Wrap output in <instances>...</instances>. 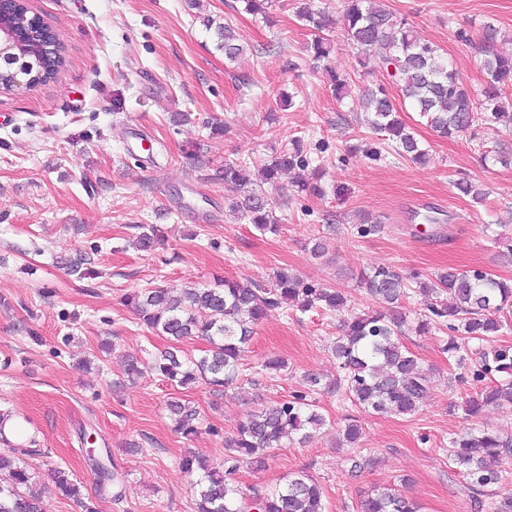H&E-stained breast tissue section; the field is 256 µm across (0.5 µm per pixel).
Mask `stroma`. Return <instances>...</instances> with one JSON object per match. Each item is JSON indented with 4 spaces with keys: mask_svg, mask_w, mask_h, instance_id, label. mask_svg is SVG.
<instances>
[{
    "mask_svg": "<svg viewBox=\"0 0 512 512\" xmlns=\"http://www.w3.org/2000/svg\"><path fill=\"white\" fill-rule=\"evenodd\" d=\"M384 2L440 49L473 94L484 85L483 27L494 26L498 49L512 51V0ZM26 4L51 23L64 63L43 85L0 91V414L11 415L8 439L31 447L25 462L49 512H81L80 501L56 491L57 468L98 512H194L195 479L179 467L185 452L222 467L225 440L249 415L303 391L305 374L337 373L330 345L339 314L279 308L256 327L236 388L171 385L153 368L167 340L141 323L125 294L159 287L176 295L217 278L248 284L285 269L343 290L360 311L372 301L356 277L373 266L425 276L481 269L512 280V263L493 243L512 237V163L482 159L491 149L512 154V128L482 124L442 138L407 107L401 117L428 146V162L367 157L376 135L360 90L389 76L378 57L357 65L341 0L313 2L334 20L330 70L363 71L341 101L313 67L296 0H268L262 16L242 0ZM207 16L240 34L246 51L236 63L216 49ZM178 112L189 121L174 122ZM296 137L320 163L323 192L298 190L281 175L265 192L282 231L260 233L230 213L236 192L215 172L228 160L269 159ZM462 175L483 185L485 201L455 193ZM368 219L381 229L364 236ZM147 224L163 233L149 253L134 246ZM319 237L327 249L317 258L310 248ZM78 253L96 277L68 273L61 260ZM446 341L437 330H405L430 375L416 413L371 414L339 394L318 397L326 423L314 437L271 449L265 469L241 466L235 484L271 492L304 471L320 484L326 512H361L362 500L388 486L421 512H472L462 478L448 468V440L468 428L512 432V404L465 418L458 406L473 388L458 382ZM126 354L140 362L132 382L121 373ZM268 358L287 366L263 369ZM174 397L197 409L196 435L174 432L166 408ZM349 415L363 432L356 448L338 442ZM91 445L121 473L119 496L100 494Z\"/></svg>",
    "mask_w": 512,
    "mask_h": 512,
    "instance_id": "obj_1",
    "label": "stroma"
}]
</instances>
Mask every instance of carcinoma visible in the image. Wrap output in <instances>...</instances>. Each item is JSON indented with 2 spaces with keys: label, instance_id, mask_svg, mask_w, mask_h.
<instances>
[{
  "label": "carcinoma",
  "instance_id": "obj_1",
  "mask_svg": "<svg viewBox=\"0 0 512 512\" xmlns=\"http://www.w3.org/2000/svg\"><path fill=\"white\" fill-rule=\"evenodd\" d=\"M27 10V5L20 4L14 12L0 16V28L17 34L10 41L12 49L0 56V89L8 88L12 75L20 69L32 77L31 86L36 87L54 78L63 64L61 58L54 64L47 62L40 44L18 38ZM297 15L311 32L309 50L315 69L328 75L336 96L348 94V78L325 64L332 51L331 40L325 36L331 24L329 15L306 3L298 7ZM342 18L348 40L359 55L377 56L392 68L389 77L399 97L441 136L464 133L483 121L512 127V109H506L504 102L505 94L512 91V55L496 47L495 29L485 30L481 64L485 85L477 100L449 69L438 47L420 38L381 0H344ZM212 27L216 48L224 52L225 60L232 62L244 54L245 47L233 27L206 20V28ZM362 107L369 127L396 155L425 163L426 150L400 119L396 98L385 86L367 90ZM307 165L303 143L295 139L291 147L261 163V182L273 185L282 171H303ZM216 176L239 192L230 204L231 211L247 218L264 234L281 231L271 210L272 202L263 189L253 187L243 176L241 163L224 162ZM453 187L477 203L487 195L466 178L453 182ZM159 239L160 230L152 225L139 235L136 246L150 252ZM87 264V257L81 254L65 262L69 273L80 279L92 273ZM358 284L381 309L354 312L342 320L341 335L331 347L338 368L336 378L324 383L320 376L309 374L305 377L307 391L250 415L239 425L235 438L225 443L224 470L191 452L181 458V470L197 476L195 512H325L320 485L303 471L275 493L257 491L248 498L233 485V476L244 462L256 469L264 468L270 449L285 441H304L311 437V430L324 425L314 394L341 391L352 405L378 414L405 416L419 409L429 393V375L420 358L400 341L407 324L401 304L411 292L421 296L423 306L416 331L447 327L446 350L456 365L466 364L471 344L487 345L478 364L468 369V376L458 377L461 382L469 377L483 384L462 407L465 415L473 416L484 406L512 404V349L495 344L497 337L512 329V280L481 270L454 268L423 279L382 265L362 272ZM126 300L144 325L170 340L179 343L197 337L210 344L198 359L181 356L176 346L160 353L154 362L159 375L182 387L200 378L219 391L237 385L244 345L267 311L285 307L301 314L338 312L347 305L342 291L319 288L282 269L266 283L241 285L224 279L204 288H187L176 296L164 288H149L132 292ZM167 408L175 432L184 437L198 432L195 409L179 400L170 401ZM511 460L512 433L483 429L448 439V462L452 471L465 479L464 488L475 512H512V497L487 492L502 480V470L493 464ZM53 479L62 496L74 499L83 512H96L95 507L82 501L69 472L58 468L53 471ZM30 480L27 465L20 462L15 449L0 452V512H48L42 494L29 490ZM362 512H419V507L398 490L384 487L363 501Z\"/></svg>",
  "mask_w": 512,
  "mask_h": 512
}]
</instances>
